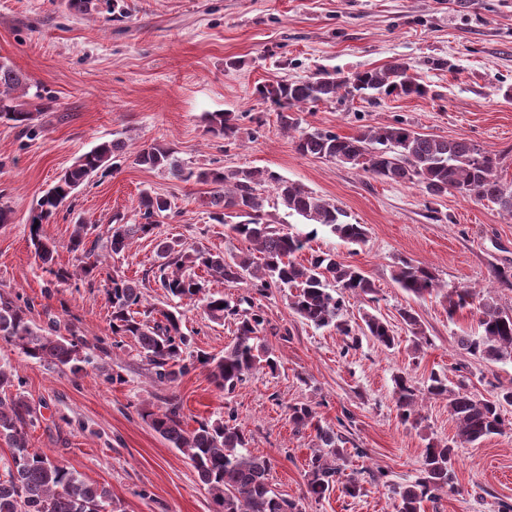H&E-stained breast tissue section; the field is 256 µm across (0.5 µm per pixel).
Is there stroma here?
Here are the masks:
<instances>
[{"instance_id": "1", "label": "stroma", "mask_w": 512, "mask_h": 512, "mask_svg": "<svg viewBox=\"0 0 512 512\" xmlns=\"http://www.w3.org/2000/svg\"><path fill=\"white\" fill-rule=\"evenodd\" d=\"M407 62L427 85L423 98L377 95L306 108L305 123L342 136L364 125L400 119L414 130L466 138L502 155V182L512 184V0H93L89 12L67 0H0V63L23 74L38 96L35 131L0 125V295L27 299L31 317L58 332L76 327L92 343L80 373L26 358L0 338V360L16 365L21 390L37 421L31 450L43 451L89 482L107 485L118 512H215L216 506L185 454L142 417L178 406L187 428L235 413L248 452L268 457L275 492L302 512H395L393 486L413 482L428 441L456 434L448 400H428L419 424L402 422L393 378L405 373L424 387L444 373L452 389L491 397L512 387V359L468 354L458 340L478 333V309L449 316L437 294L408 295L393 280L398 259L429 267L441 285L474 287L512 311V219L495 204L451 191L431 198L420 187L374 178L357 169L299 154L257 85L300 81L318 71L343 75ZM446 61L443 69L434 68ZM209 112H229L239 127L230 143L209 132ZM123 140L125 154L108 174L80 189L42 225L67 250L74 225L106 234L113 216L138 220L143 192L168 197L175 212L152 236L121 255L103 254L90 285L48 288L30 240L39 199L83 153ZM174 150L188 167L260 168L277 172L345 210L365 225L364 244L319 231L315 250L360 267L377 289L379 314L399 344L385 349L368 337L346 349L334 328L303 323L278 291L256 296L270 325L262 338L276 369L262 366L235 391L218 390L199 366L173 384L154 382L131 337L114 346L106 286L113 272L142 280L147 309L170 298L151 279L156 245L178 238L214 253L246 250L247 242L213 221L211 185L181 181L135 162L142 147ZM412 306L429 344L411 355L399 308ZM182 330L191 351L222 353L235 337L232 320L215 323L201 304L182 302ZM288 336H280V329ZM121 382H111V375ZM309 404L322 426L347 441L348 472L363 484L360 497L334 489L323 499L306 493L313 429L295 430L288 408ZM506 427L476 446L457 448L455 479L425 512H498L512 504V406Z\"/></svg>"}]
</instances>
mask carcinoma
I'll return each instance as SVG.
<instances>
[{
    "mask_svg": "<svg viewBox=\"0 0 512 512\" xmlns=\"http://www.w3.org/2000/svg\"><path fill=\"white\" fill-rule=\"evenodd\" d=\"M409 70V64L397 60L347 76L322 71L304 81L259 85L256 93L275 107L281 129L302 155L349 165L386 181L417 185L432 198L453 190L467 198L492 202L512 218V185L497 176L502 157L471 140L419 133L399 121L369 125L355 135L341 136L331 130L305 127L298 117L308 104L330 103L367 92L425 96L426 86L410 76ZM25 88L23 76L1 63L0 122L30 131L36 115L22 108L13 96ZM205 120L213 134L227 140L236 138L238 127L231 115L211 112ZM124 149L122 140L98 144L81 155L38 202L30 222V238L42 269L51 277V285L78 288L92 281L99 272V260L95 259L98 240L90 239L93 225L74 226L68 248L77 254L78 264L70 271L55 266L56 244L41 235V224L78 187L99 173L111 171ZM135 161L182 181L194 178L212 185L208 202L215 208L212 218L253 246L247 253L226 256L187 247L174 238L157 244L161 263L155 279L169 296L202 302L208 318L215 323L228 317L236 321L235 340L220 355H186L189 338L182 331L183 312L177 308L161 311L157 319L150 310L140 311L144 294L139 281L118 273L109 278L106 293L112 307V335L134 338L159 383L173 384L200 364L209 368V378L217 389L230 392L260 364L271 370L277 367L260 343L259 333L268 324L263 311L254 308L249 296L232 298L206 292L204 281L196 274L198 269L213 278L243 284L247 291L259 295L277 288L287 293L289 305L299 318L317 328L333 327L340 335L351 338L347 348L357 347L358 338L351 335L350 325L342 318L344 299L353 296L375 303L376 288L359 267L314 250L311 242L321 227L345 242L360 244L366 238L364 225L347 222V214L335 203L268 169L220 167L195 172L175 159L172 149L159 145L142 148ZM269 189L288 214L304 218L312 229L293 233L277 225L265 210V192ZM171 208L169 199L142 193L138 223L124 224L121 218H115L106 248L115 255L125 253L134 239L153 233L159 217ZM305 251L308 257L299 258ZM394 280L416 297L440 288L429 267L408 259L399 260ZM444 299L450 318L479 303V335L460 340L467 353L492 361L512 358V312L480 298L472 288L451 289ZM30 313L31 306L26 301L0 299V337L13 342L27 358L79 373L81 363L87 361L84 350H91L94 345L78 341L74 328L68 338L56 335L52 327L36 328ZM399 315L413 337L414 352H420L427 337L418 315L410 307L400 309ZM361 320L363 335L378 345L391 349L399 344L386 320L369 310L363 312ZM18 381L16 367L0 363V444L9 448V454L0 456V512H116L109 488L89 483L46 453L29 448L26 428L34 424L36 417L24 394L16 388ZM443 395L448 396V408L456 423V439L451 445L442 441L428 443L422 454L420 476L395 490L396 512H423L424 502H438L454 482V446L473 445L501 433L503 405L512 406L511 387L484 398L449 389L448 376L443 373H431L422 389L404 374L395 379V403L405 423H419V402ZM146 419L156 432L187 455L199 481L218 506L216 512H300L296 501L271 488L270 460L242 452L248 438L234 413H228L223 421L201 423L192 430L184 427L173 406L149 411ZM315 419L316 412L306 404L289 407L293 426L299 431L314 428L318 440V448L308 462L307 494L321 499L340 484L345 495L360 496L363 486L359 479L345 473L348 453L341 447L344 439Z\"/></svg>",
    "mask_w": 512,
    "mask_h": 512,
    "instance_id": "cac0c4a2",
    "label": "carcinoma"
}]
</instances>
